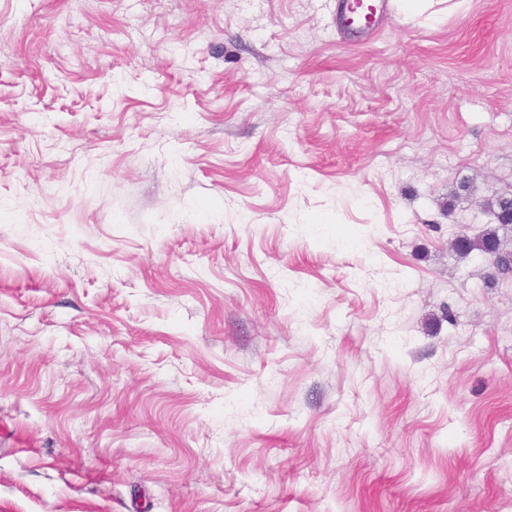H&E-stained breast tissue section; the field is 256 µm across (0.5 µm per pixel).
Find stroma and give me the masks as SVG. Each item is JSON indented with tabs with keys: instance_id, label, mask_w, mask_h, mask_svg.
Instances as JSON below:
<instances>
[{
	"instance_id": "obj_1",
	"label": "stroma",
	"mask_w": 512,
	"mask_h": 512,
	"mask_svg": "<svg viewBox=\"0 0 512 512\" xmlns=\"http://www.w3.org/2000/svg\"><path fill=\"white\" fill-rule=\"evenodd\" d=\"M341 3L0 0V512H512V0ZM388 0H367L358 2L348 0L342 16V23L347 27L371 28L377 18L387 8Z\"/></svg>"
}]
</instances>
